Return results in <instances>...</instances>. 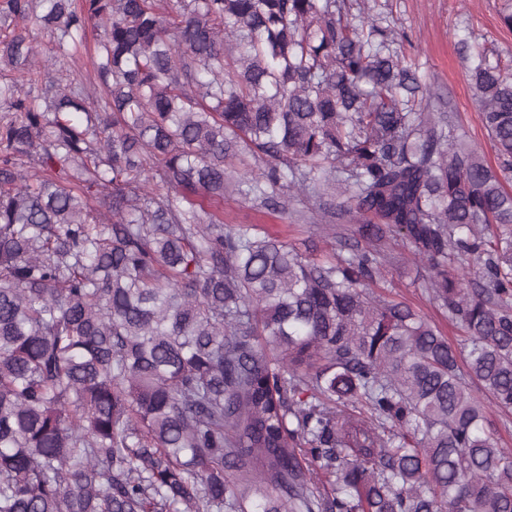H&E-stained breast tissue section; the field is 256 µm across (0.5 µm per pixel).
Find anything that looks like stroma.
I'll use <instances>...</instances> for the list:
<instances>
[{
    "label": "stroma",
    "instance_id": "obj_1",
    "mask_svg": "<svg viewBox=\"0 0 512 512\" xmlns=\"http://www.w3.org/2000/svg\"><path fill=\"white\" fill-rule=\"evenodd\" d=\"M374 12L394 22L405 33L403 52L408 64L431 82L448 105L458 133L474 145L489 166L498 161L474 98L466 57L473 45L487 48L502 68L512 67V28L504 17L512 13V0H368ZM310 199L296 197L288 213L281 214L228 196L224 221L255 224L262 232L308 259L326 261L348 255L360 242L359 226L350 218L337 220L334 229L312 223ZM378 249L385 260L375 294L402 300L424 313L446 334L451 344H460L464 333L449 324L428 291L432 276L427 262L415 259L405 241L387 233Z\"/></svg>",
    "mask_w": 512,
    "mask_h": 512
}]
</instances>
